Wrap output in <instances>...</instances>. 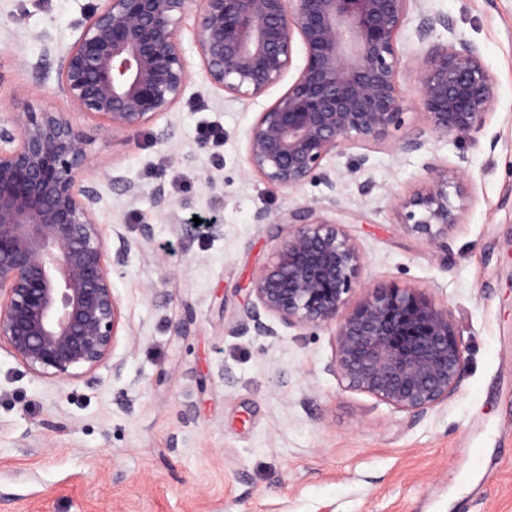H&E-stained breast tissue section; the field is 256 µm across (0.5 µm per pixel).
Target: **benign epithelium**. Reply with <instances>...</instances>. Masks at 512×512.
Listing matches in <instances>:
<instances>
[{"label":"benign epithelium","instance_id":"obj_1","mask_svg":"<svg viewBox=\"0 0 512 512\" xmlns=\"http://www.w3.org/2000/svg\"><path fill=\"white\" fill-rule=\"evenodd\" d=\"M412 0H199L196 49L205 79L231 96L264 94L305 49L298 77L247 135V160L268 182L296 190L318 180L334 192L325 158L349 140L385 139L402 123L397 34ZM191 0H98L59 60L68 111L26 103L0 124V345L30 374L82 377L112 363L125 332L109 267L131 243L107 247L98 194L84 184L87 135L70 114L109 133L135 132L170 111L189 80L179 25ZM427 129L464 138L495 108V79L461 41L428 49L418 75ZM440 172L398 201L402 226L437 240L456 224ZM272 261L251 280L236 331L276 338L279 328L335 330L327 370L346 388L415 414L451 398L465 347L448 308L413 291H369L353 308L363 256L340 225L306 206Z\"/></svg>","mask_w":512,"mask_h":512}]
</instances>
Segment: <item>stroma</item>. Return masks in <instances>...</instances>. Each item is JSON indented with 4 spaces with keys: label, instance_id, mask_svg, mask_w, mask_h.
Returning <instances> with one entry per match:
<instances>
[{
    "label": "stroma",
    "instance_id": "stroma-1",
    "mask_svg": "<svg viewBox=\"0 0 512 512\" xmlns=\"http://www.w3.org/2000/svg\"><path fill=\"white\" fill-rule=\"evenodd\" d=\"M93 2L0 0V121L15 99L65 108L59 57ZM425 16L447 23L422 44ZM179 39L191 77L153 125L112 135L72 117L87 133L103 237L132 243L110 272L126 364L61 383L0 348V512H512V0H413L397 37L403 122L326 159L334 193L318 181L279 187L247 162V134L302 69L304 47L263 95L234 98L202 75L194 13ZM461 39L496 81L494 112L470 139L429 134L403 150L426 126L417 76L428 46ZM444 170L463 193L443 249L403 229L396 200ZM313 202L363 254L350 304L398 288L447 306L467 349L448 402L413 415L344 388L326 369L330 326L236 332L252 276L279 245L274 216ZM479 432L475 471L454 451Z\"/></svg>",
    "mask_w": 512,
    "mask_h": 512
}]
</instances>
